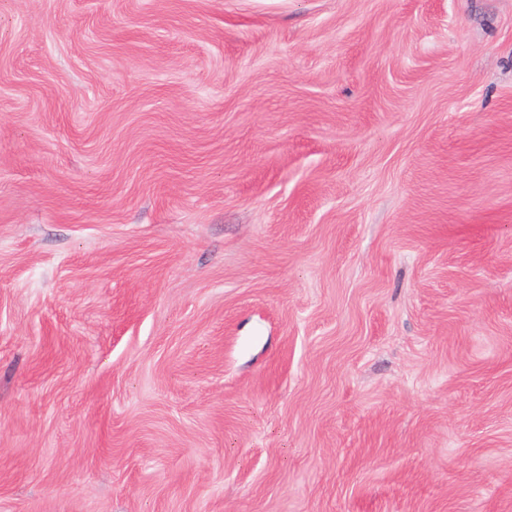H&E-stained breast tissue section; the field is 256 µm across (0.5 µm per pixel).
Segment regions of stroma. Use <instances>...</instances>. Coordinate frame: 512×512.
Listing matches in <instances>:
<instances>
[{
  "instance_id": "1",
  "label": "stroma",
  "mask_w": 512,
  "mask_h": 512,
  "mask_svg": "<svg viewBox=\"0 0 512 512\" xmlns=\"http://www.w3.org/2000/svg\"><path fill=\"white\" fill-rule=\"evenodd\" d=\"M0 512H512V0H0Z\"/></svg>"
}]
</instances>
